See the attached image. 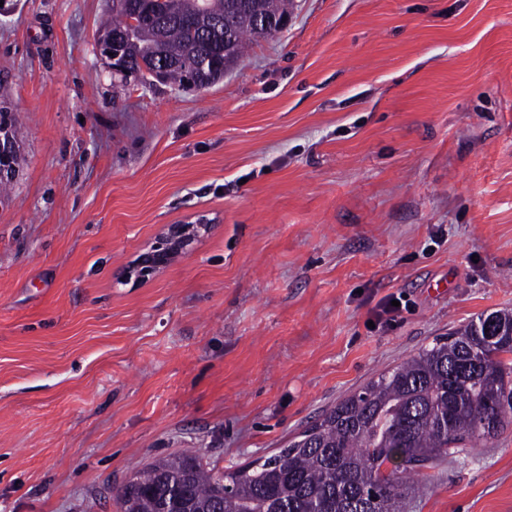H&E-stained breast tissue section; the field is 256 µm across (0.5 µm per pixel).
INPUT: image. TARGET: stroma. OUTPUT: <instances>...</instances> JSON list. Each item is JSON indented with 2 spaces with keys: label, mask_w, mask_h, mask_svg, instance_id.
Listing matches in <instances>:
<instances>
[{
  "label": "stroma",
  "mask_w": 512,
  "mask_h": 512,
  "mask_svg": "<svg viewBox=\"0 0 512 512\" xmlns=\"http://www.w3.org/2000/svg\"><path fill=\"white\" fill-rule=\"evenodd\" d=\"M111 6L0 0L24 157L0 205V512H119L183 450L265 459L512 311V0H294L200 91L112 76ZM172 224L198 232L129 276ZM403 512H512V425Z\"/></svg>",
  "instance_id": "obj_1"
}]
</instances>
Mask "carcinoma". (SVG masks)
I'll return each mask as SVG.
<instances>
[{
  "label": "carcinoma",
  "mask_w": 512,
  "mask_h": 512,
  "mask_svg": "<svg viewBox=\"0 0 512 512\" xmlns=\"http://www.w3.org/2000/svg\"><path fill=\"white\" fill-rule=\"evenodd\" d=\"M290 0H138L137 17L112 6L100 30L128 77L167 60L166 82L205 89L248 44L272 35L260 18L289 15ZM229 29L223 54L206 41ZM512 312L492 311L421 348L326 412L261 463L222 475L194 454L135 470L116 496L121 512H401L414 477L443 456L498 436L512 423Z\"/></svg>",
  "instance_id": "carcinoma-1"
}]
</instances>
